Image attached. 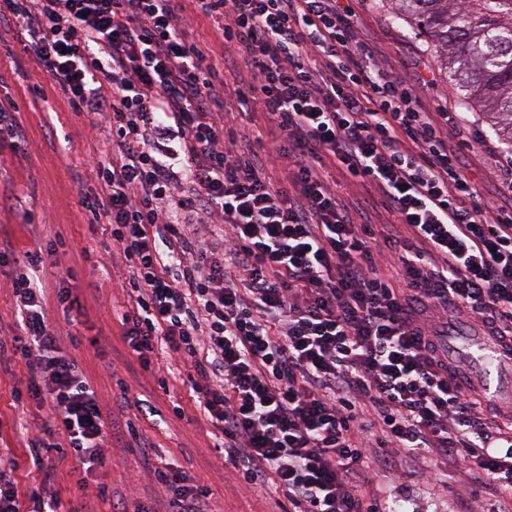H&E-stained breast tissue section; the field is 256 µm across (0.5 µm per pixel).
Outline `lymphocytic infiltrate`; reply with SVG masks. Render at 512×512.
Returning a JSON list of instances; mask_svg holds the SVG:
<instances>
[{"mask_svg": "<svg viewBox=\"0 0 512 512\" xmlns=\"http://www.w3.org/2000/svg\"><path fill=\"white\" fill-rule=\"evenodd\" d=\"M243 54L257 109L278 142L260 156L224 111L223 59L192 42L179 0H0V41L21 43L70 111L118 148L81 205L106 225L135 301L121 325L140 366L166 384L159 353L182 359L197 405L249 488L288 512H398L370 490L371 460L427 479L428 456L464 465L512 499V408L489 401L439 345L453 317L512 340V157L504 203L483 199L448 144L459 112H429L359 43L348 0H190ZM371 184L395 216L363 222L320 169ZM278 161L282 180L266 173ZM387 252L393 274L383 272ZM21 335L0 353L29 368L25 391L51 413L30 447L53 445L79 487L122 433L46 314L39 251L0 246ZM141 467L149 512H212L187 472ZM0 454V512H57L48 488L23 497Z\"/></svg>", "mask_w": 512, "mask_h": 512, "instance_id": "lymphocytic-infiltrate-1", "label": "lymphocytic infiltrate"}]
</instances>
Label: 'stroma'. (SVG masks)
I'll list each match as a JSON object with an SVG mask.
<instances>
[{
  "mask_svg": "<svg viewBox=\"0 0 512 512\" xmlns=\"http://www.w3.org/2000/svg\"><path fill=\"white\" fill-rule=\"evenodd\" d=\"M359 40L393 76L405 82L428 79L420 103L434 112L463 111L455 86L440 69L428 39L415 35L411 26L395 20L388 0H353ZM41 86L32 97L30 84ZM0 97L17 105L16 117L27 131L21 152L0 146V237L10 236L21 251L53 248L49 264L37 270L36 280L47 299L50 320L59 322L69 352L98 394L104 410H118L137 426L139 437L126 438L113 449L108 464L95 481L78 488L68 464H57L52 474L33 466L27 439L43 425L46 414L34 401L24 412L14 408L15 389L25 387L28 369L20 356H0V448L19 457L21 489L50 480L58 492V512H80L95 497L99 486L111 487L127 512L149 505L155 490L141 468V438H148L156 454L175 462L209 488L214 512H283L281 494L274 488H244L236 469L224 462L217 449L218 436L207 416L191 396L183 363H171L167 386L143 371L132 357L120 320L132 307L126 291L112 281L116 250L101 225L88 223L81 207L85 193L97 186L94 160L113 155L107 134L70 112L51 88L31 54L18 52L14 63L0 64ZM466 172L484 199L503 193L496 156L477 149L460 150ZM346 204L366 203L374 224L393 223L379 195L366 183L344 178L334 166L322 170ZM69 278H62L66 268ZM67 288L84 314L73 324L62 321L56 293ZM442 485L416 479H392L388 470L373 467L375 493L398 501L403 512H471L482 500L492 512L496 492L489 482L471 479L464 466L436 459Z\"/></svg>",
  "mask_w": 512,
  "mask_h": 512,
  "instance_id": "stroma-1",
  "label": "stroma"
}]
</instances>
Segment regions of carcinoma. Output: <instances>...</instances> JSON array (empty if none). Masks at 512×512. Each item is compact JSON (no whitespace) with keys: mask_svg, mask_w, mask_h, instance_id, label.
Instances as JSON below:
<instances>
[{"mask_svg":"<svg viewBox=\"0 0 512 512\" xmlns=\"http://www.w3.org/2000/svg\"><path fill=\"white\" fill-rule=\"evenodd\" d=\"M394 14L437 48L464 102L490 115L512 147V0H390Z\"/></svg>","mask_w":512,"mask_h":512,"instance_id":"obj_1","label":"carcinoma"}]
</instances>
